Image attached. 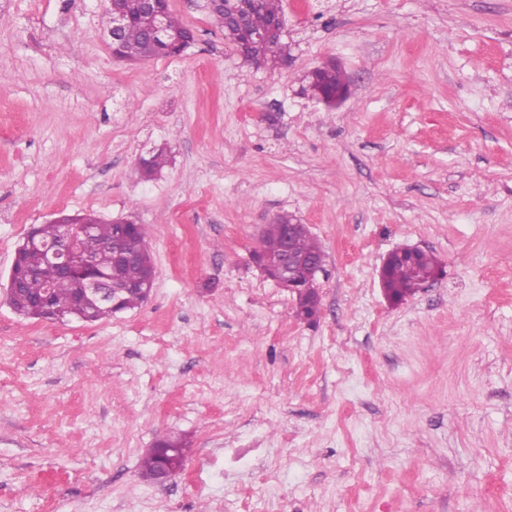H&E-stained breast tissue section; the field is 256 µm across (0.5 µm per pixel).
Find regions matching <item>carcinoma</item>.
<instances>
[{
	"instance_id": "cac0c4a2",
	"label": "carcinoma",
	"mask_w": 512,
	"mask_h": 512,
	"mask_svg": "<svg viewBox=\"0 0 512 512\" xmlns=\"http://www.w3.org/2000/svg\"><path fill=\"white\" fill-rule=\"evenodd\" d=\"M124 3L131 15L132 23L122 37L123 57L127 60H142L164 56V53L148 46L147 34L152 20L148 15L141 13L138 0H124ZM229 7L246 20L247 26L269 33L267 38L261 41L254 40L245 47V64L256 71L275 70L288 64L291 58V44L286 41L284 32L272 31L283 16L282 0H255L253 3L234 0ZM345 79L346 74L334 66L316 68L306 75L305 91L319 100L321 96L342 86ZM166 163L164 152L159 150L142 160L143 172L152 175L160 171ZM285 219L286 216L278 215L266 225L254 251L275 253L282 248L281 224ZM119 234V225L98 220L92 224L88 234L80 236V249L92 260L86 277L110 274L119 287L128 283L136 284L143 279L141 266L133 263L123 265L118 262ZM292 248L307 255L321 251L319 244L310 235L295 238L292 241ZM16 257L18 267L26 273V278L23 285L9 295L8 302L18 315L35 320L45 318L46 312L41 307L39 296L49 289L52 291V313L57 317H72L80 321L91 318L96 322L112 316V307L108 305L100 304L94 309L76 306L74 292L78 288L77 279L64 275L56 266L50 264L41 249L29 248L22 244L16 251ZM439 268L440 262L431 252L425 254V260L419 266L395 262L387 273L386 295L394 301H401L416 294L422 277ZM160 468L161 459L148 452L141 459L140 477L145 482L153 484Z\"/></svg>"
}]
</instances>
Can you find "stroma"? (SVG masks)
<instances>
[{"mask_svg": "<svg viewBox=\"0 0 512 512\" xmlns=\"http://www.w3.org/2000/svg\"><path fill=\"white\" fill-rule=\"evenodd\" d=\"M282 5L293 58L256 72L204 0H169L181 56L139 62L107 0H0V512H512V0ZM328 61L333 109L300 91ZM79 212L145 227L150 299L22 318L17 246ZM284 212L326 255L311 324L250 261ZM406 245L444 274L393 303ZM162 435L187 462L159 487ZM109 7L107 9L108 13L112 18V25L110 26V17L108 15L107 19V34L111 40V48H112V56L115 59H123L119 55L116 54L115 44L118 43V36L121 30L126 26L128 22V16L126 15L123 6L122 0H108ZM172 451L174 453L172 456L162 458V465L159 457L147 452L140 463L141 478L147 483L154 484L161 468L157 485L163 486L174 476L183 472L186 462L185 448H174ZM170 458H174L176 462H170Z\"/></svg>", "mask_w": 512, "mask_h": 512, "instance_id": "obj_1", "label": "stroma"}]
</instances>
